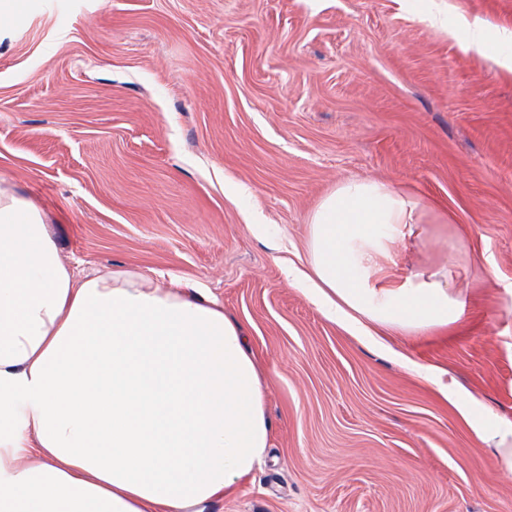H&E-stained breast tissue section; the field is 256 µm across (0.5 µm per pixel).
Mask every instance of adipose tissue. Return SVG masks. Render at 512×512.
<instances>
[{"instance_id": "1", "label": "adipose tissue", "mask_w": 512, "mask_h": 512, "mask_svg": "<svg viewBox=\"0 0 512 512\" xmlns=\"http://www.w3.org/2000/svg\"><path fill=\"white\" fill-rule=\"evenodd\" d=\"M431 209L343 182L290 275L349 330H446L466 312L447 267L403 260ZM272 434L259 365L223 307L136 269L77 272L41 211L0 187V512H207L253 480Z\"/></svg>"}]
</instances>
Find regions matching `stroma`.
I'll use <instances>...</instances> for the list:
<instances>
[{
	"mask_svg": "<svg viewBox=\"0 0 512 512\" xmlns=\"http://www.w3.org/2000/svg\"><path fill=\"white\" fill-rule=\"evenodd\" d=\"M476 20L512 29V0H14L0 24V184L64 263L196 284L247 332L270 454L210 512H512L474 432L512 431V43L468 46ZM351 178L447 215L411 262L449 264L462 325L381 349L289 282Z\"/></svg>",
	"mask_w": 512,
	"mask_h": 512,
	"instance_id": "1",
	"label": "stroma"
}]
</instances>
